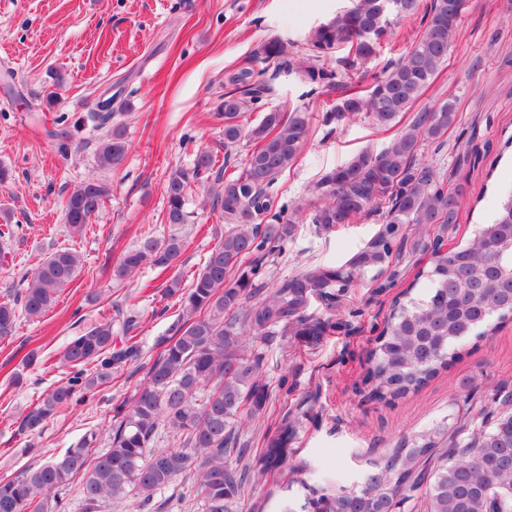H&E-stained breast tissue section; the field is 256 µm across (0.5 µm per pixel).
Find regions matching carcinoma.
<instances>
[{
  "label": "carcinoma",
  "instance_id": "cac0c4a2",
  "mask_svg": "<svg viewBox=\"0 0 512 512\" xmlns=\"http://www.w3.org/2000/svg\"><path fill=\"white\" fill-rule=\"evenodd\" d=\"M466 3L352 0L309 37L310 62L300 67L309 93L342 89L330 110L338 123L364 116L379 128H394L448 59ZM414 14L420 15L422 33L373 77L368 93L352 91L337 81L335 71L318 64L346 47V69L367 67L377 58L393 20ZM287 55L286 43L269 39L255 52L251 66L229 77L242 90L224 93L216 116L224 120V160H230L241 140L251 143L238 174L224 178L216 169V155L199 149L192 166L168 176L166 223H191L186 199L201 186L212 208L220 210L224 236L189 288L176 275L166 282L165 296H180L182 311L169 326L143 384L115 407L110 447L94 452L96 434L91 432L79 447L0 478V512H67L61 491L76 478L82 488L79 512H104L109 503L130 499L149 509L156 495L180 477L191 481L192 495L176 499L179 512H245L246 486L299 471L291 448L296 416L266 437L255 467L237 469L228 462L251 454L241 431L268 409L263 353L319 345L334 325L312 314V303L336 308L354 284L380 275L408 244L430 252L429 266L416 275L426 281L427 294L420 298L407 289L386 316L362 378L370 399L390 403L419 390L450 368L457 343L481 338L512 320V190L501 195L488 222L476 225L465 243L445 250L441 238L429 235L433 224L446 230L459 223L467 191L465 180L438 178L420 157L424 143L441 141L455 124L451 101L415 113L380 151H360L322 176V201L313 217L319 229L331 231L376 214L379 231L344 264L312 267L258 297L266 286L258 283L265 257L295 232L296 221L277 200L273 185L299 156L310 118L301 106L264 109L271 87L262 79L264 69L254 65L283 61ZM114 100L113 95L98 102L99 127L112 122ZM259 109L263 116L257 123H242L244 113ZM127 150L122 126H113L98 148L99 166H120ZM108 194L107 183L91 179L68 196L65 222L71 234L83 233ZM182 248L175 234L146 239L121 254L112 278L124 280L148 264L166 270ZM245 258L251 259L247 265L242 264ZM81 265L80 254L71 248H58L38 260L26 274L20 296L0 303V338L12 335L21 315L31 321L43 317ZM138 327L137 316L118 306L115 317L102 318L68 341L58 356V364L67 369L66 381L41 395L22 418L21 431L33 434L56 414L75 410L112 382V373L138 361L139 347L133 342ZM511 403L509 394L501 401L505 410L494 415L475 411L451 435L442 427L404 439L369 462L348 486L308 488L301 512H401L411 493L421 488L427 512H512V410H506ZM161 428L178 444L154 447ZM449 435L452 448L434 461Z\"/></svg>",
  "mask_w": 512,
  "mask_h": 512
}]
</instances>
